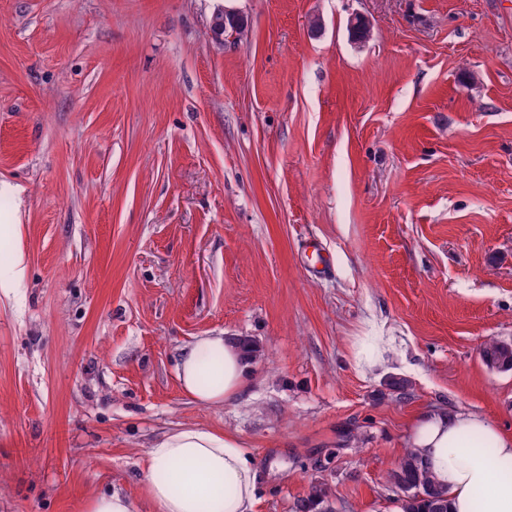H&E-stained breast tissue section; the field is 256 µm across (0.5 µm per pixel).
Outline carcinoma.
Instances as JSON below:
<instances>
[{
	"label": "carcinoma",
	"instance_id": "carcinoma-1",
	"mask_svg": "<svg viewBox=\"0 0 512 512\" xmlns=\"http://www.w3.org/2000/svg\"><path fill=\"white\" fill-rule=\"evenodd\" d=\"M211 29L218 38L239 34L245 29V19L222 10L212 16ZM481 356L493 369L512 370L511 341L490 339L484 343ZM387 477L401 494V512H450L447 493L435 484L415 449H406Z\"/></svg>",
	"mask_w": 512,
	"mask_h": 512
}]
</instances>
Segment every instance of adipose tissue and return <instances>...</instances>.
<instances>
[{
	"mask_svg": "<svg viewBox=\"0 0 512 512\" xmlns=\"http://www.w3.org/2000/svg\"><path fill=\"white\" fill-rule=\"evenodd\" d=\"M247 374L244 348L224 335L197 337L176 365L182 393L207 406L238 396ZM410 445L447 491L451 512H512V436L481 413H423ZM141 466L154 512H254L257 470L233 434L175 428L149 445Z\"/></svg>",
	"mask_w": 512,
	"mask_h": 512,
	"instance_id": "ef3b65f1",
	"label": "adipose tissue"
}]
</instances>
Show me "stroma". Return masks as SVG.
Here are the masks:
<instances>
[{
    "instance_id": "obj_1",
    "label": "stroma",
    "mask_w": 512,
    "mask_h": 512,
    "mask_svg": "<svg viewBox=\"0 0 512 512\" xmlns=\"http://www.w3.org/2000/svg\"><path fill=\"white\" fill-rule=\"evenodd\" d=\"M2 224L27 272L0 288V512H150L179 425L240 439L255 512L316 485L399 512L419 412L512 433L481 358L512 341V0H0ZM372 323L394 342L362 371ZM218 334L256 350L207 407L175 365ZM211 29L216 38L226 35L240 34L245 29V19L235 12L218 11L212 16ZM384 342L385 336H359L353 348V360L362 371L374 368L383 362V352L378 350L377 343ZM87 512H134V505L128 497L112 492L93 498L87 505Z\"/></svg>"
}]
</instances>
